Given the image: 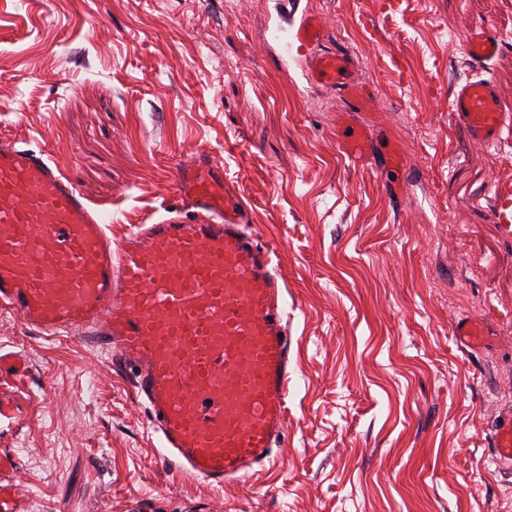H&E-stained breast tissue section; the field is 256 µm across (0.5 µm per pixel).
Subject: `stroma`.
Returning a JSON list of instances; mask_svg holds the SVG:
<instances>
[{"label": "stroma", "instance_id": "35a3bbf8", "mask_svg": "<svg viewBox=\"0 0 512 512\" xmlns=\"http://www.w3.org/2000/svg\"><path fill=\"white\" fill-rule=\"evenodd\" d=\"M375 89L351 112L282 53L302 13ZM503 43L482 65L461 40ZM457 40H449V33ZM480 76L512 113V0H0V139L45 150L112 240L154 222L177 164L224 166L288 289L294 372L272 466L213 490L177 474L131 379L90 341L0 310V471L21 512H512L491 455L512 422V136L448 104ZM368 127L376 169L341 153ZM398 153L399 169L389 166ZM468 319L483 338L451 327ZM465 44L470 56L479 62L493 59L500 50L499 37L485 24L470 28L465 34Z\"/></svg>", "mask_w": 512, "mask_h": 512}]
</instances>
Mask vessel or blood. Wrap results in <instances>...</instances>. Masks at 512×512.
Returning <instances> with one entry per match:
<instances>
[{
	"label": "vessel or blood",
	"mask_w": 512,
	"mask_h": 512,
	"mask_svg": "<svg viewBox=\"0 0 512 512\" xmlns=\"http://www.w3.org/2000/svg\"><path fill=\"white\" fill-rule=\"evenodd\" d=\"M322 35L309 14L295 37L309 48ZM465 44L480 62L500 50L485 24ZM308 79L359 109L373 98L340 53L312 56ZM450 110L491 145L512 126L484 79L459 85ZM366 138L345 128L341 147L365 160ZM175 191L164 218L116 246L103 214L49 155L1 141L0 308L44 331L91 333L131 374L175 471L220 489L271 463L287 422L285 281L270 249L244 231L249 209L223 166L205 155L178 164ZM185 210L199 222H185ZM493 448L497 462H512V425L497 430Z\"/></svg>",
	"instance_id": "1"
}]
</instances>
